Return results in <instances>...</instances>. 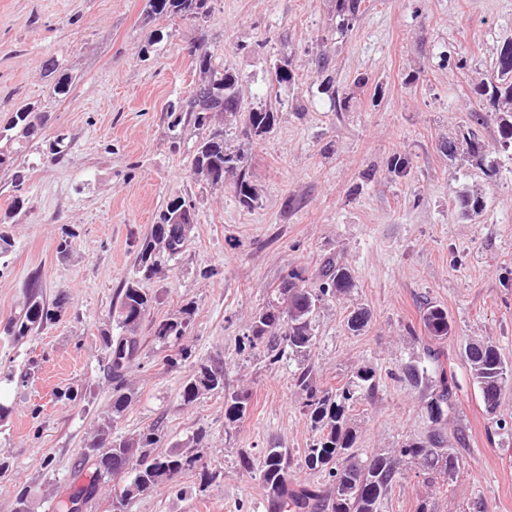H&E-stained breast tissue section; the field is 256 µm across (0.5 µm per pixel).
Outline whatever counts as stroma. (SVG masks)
<instances>
[{"mask_svg": "<svg viewBox=\"0 0 512 512\" xmlns=\"http://www.w3.org/2000/svg\"><path fill=\"white\" fill-rule=\"evenodd\" d=\"M207 21L149 16L148 0H0V102L32 104L48 113L40 135L19 155L22 191L0 172V323L19 311L33 272L46 303L63 301L57 320L20 342L0 335V401L12 414L0 425V512H15L28 491L30 512H63L74 479L90 470L88 442L102 428L129 436L159 426V451L206 438L199 469L181 474L122 512H266L258 474L242 455L287 449L298 481L324 482L302 460L311 431L295 384L301 364L318 381L339 386L358 368H375L374 397L350 412L356 450L391 453L425 431L422 393L396 379L400 362L420 356V307L448 311L452 332L442 342L458 400L449 431H462L463 464L452 482H428L412 464L391 492L385 512H512V388L488 416L463 356L465 342L496 346L512 365V153L498 149L497 126L479 134L498 162L487 178L466 154L448 158L443 141L459 138L478 104L474 86L493 71L512 38V0H370L353 28H337L336 0H212ZM162 36L161 51L140 50ZM202 41L237 74L244 107L272 106L278 118L265 139L244 140L233 122L228 141L243 148L259 200L243 208L231 183L209 185L191 172L192 127L173 148L168 106L199 75L187 52ZM465 53L457 68L453 58ZM333 60L336 86L370 79L347 112H332L318 93L316 55ZM61 60L72 78L66 98L49 99L43 64ZM290 62L296 85L277 83L275 61ZM308 102L294 109L296 99ZM70 148L47 162L56 135ZM410 172L389 173L393 157ZM481 193L485 209L461 219L456 196ZM186 196L196 207L184 251L162 260L145 288L156 298L151 318L134 334L140 350L120 378L105 361L107 339L121 330L108 311L135 272L137 242L162 204ZM70 239L61 248L62 239ZM334 256L355 288L319 309L317 341L307 362L269 364L265 349H242L254 313L287 271L316 282ZM196 314L185 338L190 358L171 365L151 323ZM368 310L360 332L349 313ZM224 365V390L193 403L181 397L199 363ZM77 391L74 400L65 390ZM128 402L113 413L117 393ZM245 392L250 410L236 432L224 430L225 393Z\"/></svg>", "mask_w": 512, "mask_h": 512, "instance_id": "35a3bbf8", "label": "stroma"}]
</instances>
